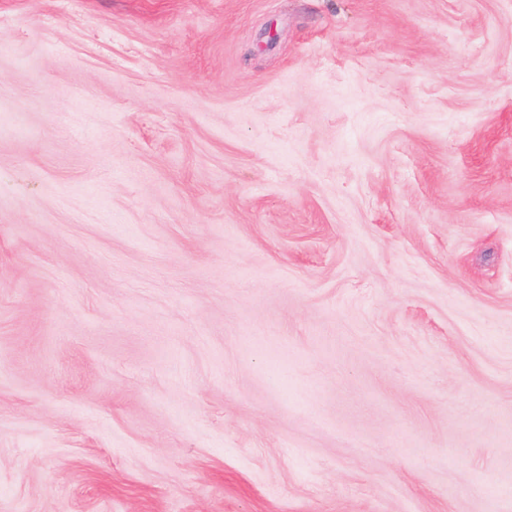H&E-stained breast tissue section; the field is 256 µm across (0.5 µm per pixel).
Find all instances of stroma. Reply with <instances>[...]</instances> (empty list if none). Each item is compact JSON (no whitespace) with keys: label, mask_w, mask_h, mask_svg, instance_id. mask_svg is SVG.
<instances>
[{"label":"stroma","mask_w":512,"mask_h":512,"mask_svg":"<svg viewBox=\"0 0 512 512\" xmlns=\"http://www.w3.org/2000/svg\"><path fill=\"white\" fill-rule=\"evenodd\" d=\"M0 512H512V0H0Z\"/></svg>","instance_id":"stroma-1"}]
</instances>
